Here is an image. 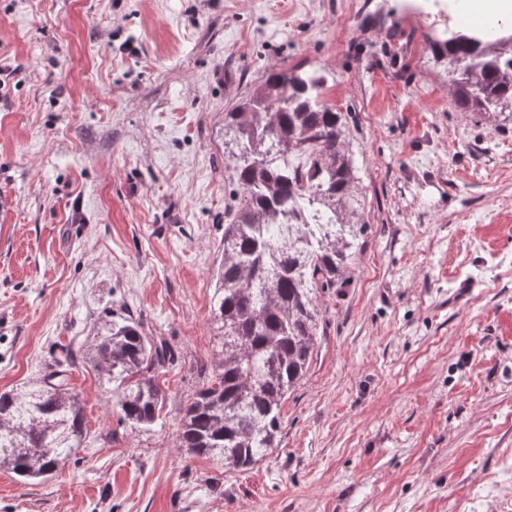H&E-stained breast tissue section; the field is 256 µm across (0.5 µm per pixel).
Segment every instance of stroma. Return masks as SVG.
<instances>
[{
	"instance_id": "obj_1",
	"label": "stroma",
	"mask_w": 512,
	"mask_h": 512,
	"mask_svg": "<svg viewBox=\"0 0 512 512\" xmlns=\"http://www.w3.org/2000/svg\"><path fill=\"white\" fill-rule=\"evenodd\" d=\"M481 3L0 0V393L70 351L87 428L49 480L1 469L0 512H512V127L457 109L428 49ZM294 65L352 115L366 228L240 472L177 435L214 343L224 114ZM129 316L176 354L147 429L86 357Z\"/></svg>"
}]
</instances>
